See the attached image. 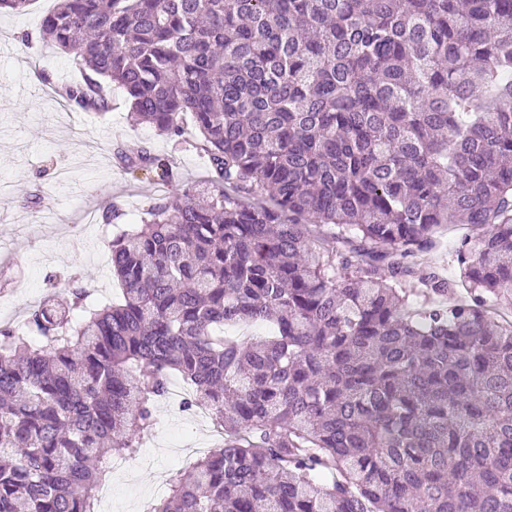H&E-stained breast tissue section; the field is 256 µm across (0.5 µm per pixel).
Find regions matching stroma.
I'll use <instances>...</instances> for the list:
<instances>
[{
    "mask_svg": "<svg viewBox=\"0 0 512 512\" xmlns=\"http://www.w3.org/2000/svg\"><path fill=\"white\" fill-rule=\"evenodd\" d=\"M55 0H32L22 14H0V182L11 191L0 196V324L25 320L27 311L47 295L64 296L80 284L103 301L116 282L110 272L112 232L97 216L121 198L126 223H139L157 200L176 201L184 185L207 189V160L192 146L198 137L191 120L176 140L136 123L121 99L106 113L70 112L65 122L55 116L59 101L46 81L74 79L72 59L46 44L27 48L24 32L36 33ZM135 142L170 163L174 178L162 182L157 171L124 170L114 149ZM39 198L32 206L31 198ZM156 423L135 456L113 470L111 503L97 512H150L159 501L156 484L172 472L188 468L192 457L171 459L165 442L186 449L210 442L214 424L191 423L190 412L160 400Z\"/></svg>",
    "mask_w": 512,
    "mask_h": 512,
    "instance_id": "35a3bbf8",
    "label": "stroma"
}]
</instances>
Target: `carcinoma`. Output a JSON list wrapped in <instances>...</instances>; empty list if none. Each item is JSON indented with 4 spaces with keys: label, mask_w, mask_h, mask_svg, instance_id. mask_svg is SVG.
I'll list each match as a JSON object with an SVG mask.
<instances>
[{
    "label": "carcinoma",
    "mask_w": 512,
    "mask_h": 512,
    "mask_svg": "<svg viewBox=\"0 0 512 512\" xmlns=\"http://www.w3.org/2000/svg\"><path fill=\"white\" fill-rule=\"evenodd\" d=\"M39 36L72 109L191 115L215 191L112 238L118 299L0 326V512H97L172 374L224 442L153 512H512V0H58ZM470 233V229L465 225H449L443 230L441 248L425 257L426 263L437 266L446 276H456L457 270L452 265L449 252Z\"/></svg>",
    "instance_id": "1"
}]
</instances>
